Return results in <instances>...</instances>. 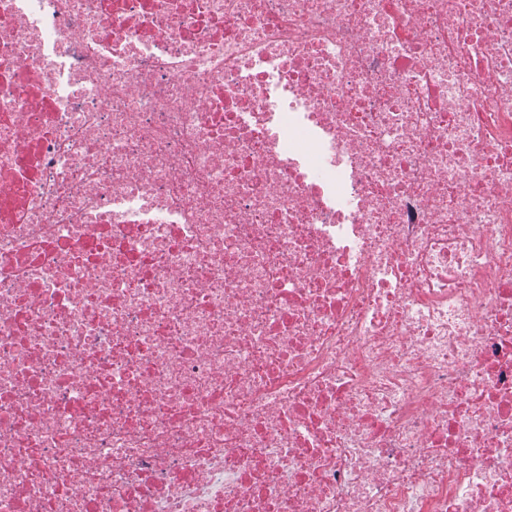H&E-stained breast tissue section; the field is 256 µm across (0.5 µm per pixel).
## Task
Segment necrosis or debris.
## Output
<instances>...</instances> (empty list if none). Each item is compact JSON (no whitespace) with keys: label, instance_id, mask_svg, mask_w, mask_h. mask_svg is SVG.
Listing matches in <instances>:
<instances>
[{"label":"necrosis or debris","instance_id":"obj_1","mask_svg":"<svg viewBox=\"0 0 512 512\" xmlns=\"http://www.w3.org/2000/svg\"><path fill=\"white\" fill-rule=\"evenodd\" d=\"M0 512H512V0H0Z\"/></svg>","mask_w":512,"mask_h":512}]
</instances>
